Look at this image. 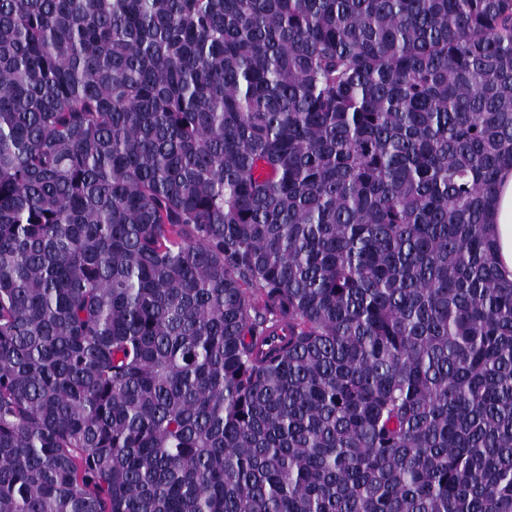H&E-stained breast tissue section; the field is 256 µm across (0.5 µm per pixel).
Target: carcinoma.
<instances>
[{
  "mask_svg": "<svg viewBox=\"0 0 512 512\" xmlns=\"http://www.w3.org/2000/svg\"><path fill=\"white\" fill-rule=\"evenodd\" d=\"M512 0H0V512H512ZM491 236L501 277L512 280V169L502 170L488 209Z\"/></svg>",
  "mask_w": 512,
  "mask_h": 512,
  "instance_id": "obj_1",
  "label": "carcinoma"
}]
</instances>
